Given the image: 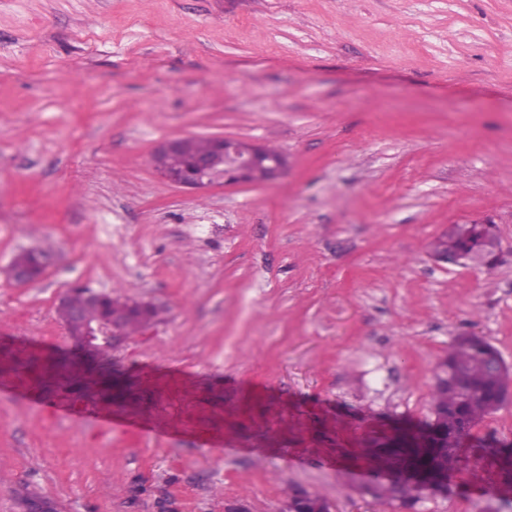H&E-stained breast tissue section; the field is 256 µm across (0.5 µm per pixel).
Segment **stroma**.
<instances>
[{
  "label": "stroma",
  "instance_id": "stroma-1",
  "mask_svg": "<svg viewBox=\"0 0 512 512\" xmlns=\"http://www.w3.org/2000/svg\"><path fill=\"white\" fill-rule=\"evenodd\" d=\"M276 147L273 183L192 192L162 140ZM492 223V266L435 261ZM53 265L19 285L16 254ZM150 302L74 376V284ZM512 366V0H0V512H512L464 465L412 510L362 495L366 419L418 424L454 339ZM41 384L161 431L137 443L27 404ZM431 251L439 261L455 264H480L481 260L471 261L467 257L454 256L462 252H472L481 257L493 255L500 246L495 224H451L448 230L438 236L431 244ZM437 253V254H434ZM448 253V254H446ZM498 251L487 260L493 261Z\"/></svg>",
  "mask_w": 512,
  "mask_h": 512
}]
</instances>
